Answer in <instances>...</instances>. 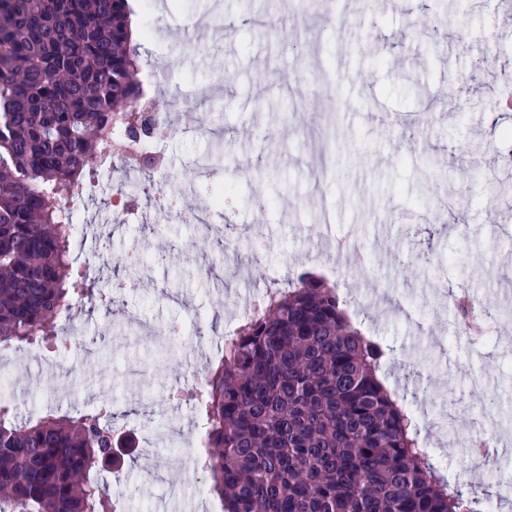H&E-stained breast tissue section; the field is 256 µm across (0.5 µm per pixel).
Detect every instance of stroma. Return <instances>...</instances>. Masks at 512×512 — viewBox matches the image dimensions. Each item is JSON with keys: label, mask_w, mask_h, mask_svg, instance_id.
<instances>
[{"label": "stroma", "mask_w": 512, "mask_h": 512, "mask_svg": "<svg viewBox=\"0 0 512 512\" xmlns=\"http://www.w3.org/2000/svg\"><path fill=\"white\" fill-rule=\"evenodd\" d=\"M349 23L329 36L330 0H136L139 80L150 66L157 100L180 94L178 120L165 132L162 170L175 199L138 193L125 225L104 220L121 187L122 169L100 171L92 196L73 205L76 223L101 220V253L89 272L101 293L75 319L78 350L48 359L19 350L0 371L14 383L12 409L24 420L96 408L99 382L111 389L114 418L131 447L110 494L130 485L125 512H221L216 497L199 504L194 488L178 500L164 490L183 473L185 451L171 429L190 430L192 411L170 399L178 380L207 372L222 356L199 347L235 319L233 272L248 268L253 292L284 288L304 268L330 275L352 321L386 351L378 373L388 389L423 413L418 428L428 456L463 490L490 493L496 512H512V449L497 459H467L466 449L494 419L512 438V0H342ZM433 19L421 27L420 17ZM495 64L481 65L489 51ZM365 75V89L317 85L316 67ZM227 81L207 98L189 90L212 74ZM313 84L311 104L292 105ZM447 88L444 99L430 89ZM191 116L203 133L183 132ZM233 149L247 176L227 181L223 164L193 173L215 142ZM230 185L217 230L180 219L209 203L211 188ZM465 206L462 219L448 207ZM364 243L376 278L348 250L317 248L316 228ZM160 253L162 266L127 290L126 256ZM469 292L499 321L492 341L456 336L452 297ZM184 322L182 335L143 339L135 321ZM485 376L471 389L462 373Z\"/></svg>", "instance_id": "35a3bbf8"}]
</instances>
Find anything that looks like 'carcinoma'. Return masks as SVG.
Instances as JSON below:
<instances>
[{"instance_id":"carcinoma-1","label":"carcinoma","mask_w":512,"mask_h":512,"mask_svg":"<svg viewBox=\"0 0 512 512\" xmlns=\"http://www.w3.org/2000/svg\"><path fill=\"white\" fill-rule=\"evenodd\" d=\"M129 0H0V348L38 339L57 354L54 320L93 299L74 270L63 202L112 165V125L132 143L137 47ZM483 333L493 317L456 298ZM381 345L311 272L271 295L224 341L199 408L202 469L222 512H480L421 464L398 397L376 376ZM110 402L18 421L0 405V512H116L97 460L114 445Z\"/></svg>"}]
</instances>
